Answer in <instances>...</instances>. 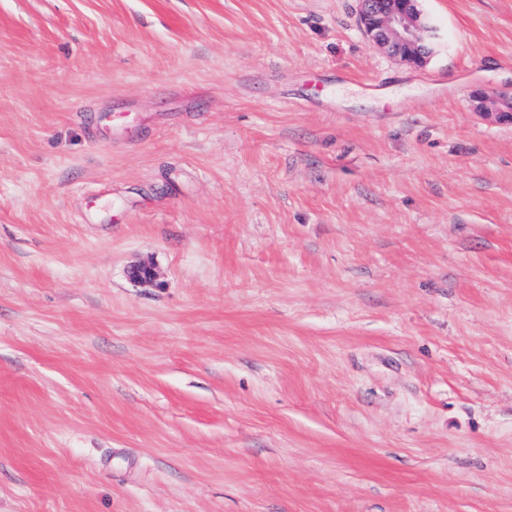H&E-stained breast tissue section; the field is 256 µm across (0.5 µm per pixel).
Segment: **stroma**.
I'll list each match as a JSON object with an SVG mask.
<instances>
[{
	"label": "stroma",
	"mask_w": 512,
	"mask_h": 512,
	"mask_svg": "<svg viewBox=\"0 0 512 512\" xmlns=\"http://www.w3.org/2000/svg\"><path fill=\"white\" fill-rule=\"evenodd\" d=\"M420 8L0 0V512H512V0ZM360 21L371 43L393 58L420 65L429 54L431 27L419 0H359ZM481 112H495L502 119L512 120V95L498 90H485L474 96Z\"/></svg>",
	"instance_id": "35a3bbf8"
}]
</instances>
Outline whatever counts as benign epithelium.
I'll use <instances>...</instances> for the list:
<instances>
[{
	"instance_id": "1",
	"label": "benign epithelium",
	"mask_w": 512,
	"mask_h": 512,
	"mask_svg": "<svg viewBox=\"0 0 512 512\" xmlns=\"http://www.w3.org/2000/svg\"><path fill=\"white\" fill-rule=\"evenodd\" d=\"M360 21L371 43L393 58L420 65L429 54L431 27L419 0H359ZM477 108L512 120V95L485 90L475 95Z\"/></svg>"
}]
</instances>
